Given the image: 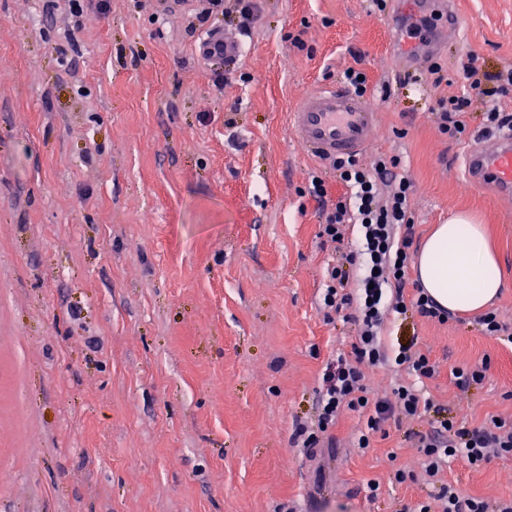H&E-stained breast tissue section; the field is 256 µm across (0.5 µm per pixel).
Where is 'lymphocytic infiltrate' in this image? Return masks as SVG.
<instances>
[{
	"label": "lymphocytic infiltrate",
	"instance_id": "1",
	"mask_svg": "<svg viewBox=\"0 0 512 512\" xmlns=\"http://www.w3.org/2000/svg\"><path fill=\"white\" fill-rule=\"evenodd\" d=\"M458 75L464 92L436 102L441 134L456 141L468 137L465 114L477 100L485 108L484 133L512 131V113L503 107L512 98V70L492 72L478 55L469 53L461 58ZM330 166L344 188L334 203L326 201L328 188L323 176L313 175L309 186L310 196L323 206L320 236L336 245L343 242L348 225H357L359 231L355 247L346 253L343 263L328 266L321 300L327 311L354 321L358 333L351 355H338L324 369L317 427L297 426L293 441L304 448L319 447L342 412H358L365 415L366 427L353 446L364 453L386 424L421 416L434 407L433 401L410 385L394 387L385 396L376 395L370 387L364 374L368 367L393 364L420 380L435 378L438 373L436 361L417 350L416 338L402 339L392 351L385 348L380 332L386 314L411 311L442 323L449 313L424 288L407 284L415 238L414 185L401 173L398 156L378 155L366 164L353 157L336 158ZM352 279L357 282L353 289L348 286ZM415 440L427 477H435L453 461L476 470L492 459L512 458V419L472 427L457 417L444 416L429 430L416 433Z\"/></svg>",
	"mask_w": 512,
	"mask_h": 512
}]
</instances>
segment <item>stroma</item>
<instances>
[{
	"label": "stroma",
	"instance_id": "stroma-1",
	"mask_svg": "<svg viewBox=\"0 0 512 512\" xmlns=\"http://www.w3.org/2000/svg\"><path fill=\"white\" fill-rule=\"evenodd\" d=\"M244 52L198 55L235 32V5L0 0V512H403L453 483L512 498V458L422 471L414 432L390 425L360 453L366 419L343 412L332 448H299L317 422L323 369L349 354L353 322L325 315L328 266L309 195L319 161L288 114L304 90L365 69L388 82L369 154L401 159L416 241L459 212L483 224L504 271L492 302L512 324V197L468 187L469 140L433 109L462 84L406 79L388 16L368 0H257ZM466 53L512 69V0H457ZM413 336L439 365L424 396L478 425L512 417V343L476 316L388 314L382 339ZM490 357L482 384L457 366ZM414 480L387 483V467ZM383 481L369 498L368 480ZM216 43L221 44V49L224 50V60H230L237 56L240 51L239 41L236 36L228 31L225 32H216L214 36L210 39L203 40L198 47V54L206 55L210 50H214V46Z\"/></svg>",
	"mask_w": 512,
	"mask_h": 512
}]
</instances>
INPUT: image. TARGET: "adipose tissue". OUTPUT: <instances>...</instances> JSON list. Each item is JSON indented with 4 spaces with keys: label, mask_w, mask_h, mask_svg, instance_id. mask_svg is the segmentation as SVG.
Here are the masks:
<instances>
[{
    "label": "adipose tissue",
    "mask_w": 512,
    "mask_h": 512,
    "mask_svg": "<svg viewBox=\"0 0 512 512\" xmlns=\"http://www.w3.org/2000/svg\"><path fill=\"white\" fill-rule=\"evenodd\" d=\"M417 275L441 307L468 313L482 312L503 282L482 227L464 214L436 226L419 253Z\"/></svg>",
    "instance_id": "1"
}]
</instances>
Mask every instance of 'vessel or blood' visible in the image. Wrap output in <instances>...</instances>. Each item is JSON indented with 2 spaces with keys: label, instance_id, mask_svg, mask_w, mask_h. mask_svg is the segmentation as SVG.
<instances>
[{
  "label": "vessel or blood",
  "instance_id": "obj_1",
  "mask_svg": "<svg viewBox=\"0 0 512 512\" xmlns=\"http://www.w3.org/2000/svg\"><path fill=\"white\" fill-rule=\"evenodd\" d=\"M410 5L409 12L394 14L389 19L393 48L404 47L402 34L413 14H428L435 18L434 30L422 41L425 49H432L436 39L450 41L457 36L460 18L448 0H410ZM217 45L221 46L227 60L240 51L236 36L225 31L203 40L198 52L208 54ZM377 119V104L343 85H326L306 91L289 114L296 139L314 156L322 158L359 155L370 144ZM465 166L470 186L478 188L491 182L499 195L512 196L511 135L497 136L490 146L476 144L467 153Z\"/></svg>",
  "mask_w": 512,
  "mask_h": 512
}]
</instances>
